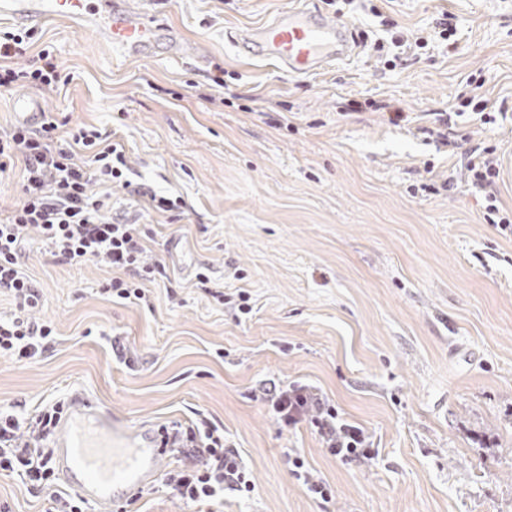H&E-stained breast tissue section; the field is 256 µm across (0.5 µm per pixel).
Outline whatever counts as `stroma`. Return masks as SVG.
<instances>
[{
	"mask_svg": "<svg viewBox=\"0 0 512 512\" xmlns=\"http://www.w3.org/2000/svg\"><path fill=\"white\" fill-rule=\"evenodd\" d=\"M294 5L336 12L327 0H129L202 43L204 67L129 60L63 20L36 26L35 48L51 46L73 76L36 92L43 110L109 132L133 182L186 207L142 214L172 279L149 284L150 308L102 296L111 268L55 264L30 234L25 268L58 344L0 359V406L27 414L81 390L132 423L206 417L256 483L248 499L225 493L224 512H320L289 475L288 448L332 487L329 512H512V238L484 223L477 189H420L460 159L425 128L478 74L499 115L462 117L460 131L497 146L499 200L512 207V0H355L343 12L361 46L307 76L238 44ZM445 12L458 42L390 65L381 18L413 39ZM389 105L407 121L390 124ZM201 264L225 292L247 291L252 313L217 304ZM113 332L132 364L113 356ZM294 380L373 434L378 457L344 465L309 429L279 431L257 388ZM47 508L46 494L0 475V512Z\"/></svg>",
	"mask_w": 512,
	"mask_h": 512,
	"instance_id": "stroma-1",
	"label": "stroma"
}]
</instances>
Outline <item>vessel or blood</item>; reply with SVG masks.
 Returning <instances> with one entry per match:
<instances>
[{"instance_id":"obj_1","label":"vessel or blood","mask_w":512,"mask_h":512,"mask_svg":"<svg viewBox=\"0 0 512 512\" xmlns=\"http://www.w3.org/2000/svg\"><path fill=\"white\" fill-rule=\"evenodd\" d=\"M0 19L78 21L130 60L160 53L206 59L178 28L132 12L127 0H0ZM241 45L292 75L325 70L351 58L356 49L350 24L303 8L289 9L247 31ZM52 446L59 478L98 512H111L151 487L163 459L173 452L160 430L128 424L106 405L78 392L66 404Z\"/></svg>"}]
</instances>
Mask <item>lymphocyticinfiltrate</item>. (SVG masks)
<instances>
[{
  "label": "lymphocytic infiltrate",
  "instance_id": "obj_1",
  "mask_svg": "<svg viewBox=\"0 0 512 512\" xmlns=\"http://www.w3.org/2000/svg\"><path fill=\"white\" fill-rule=\"evenodd\" d=\"M34 34L31 28L0 32V91L69 82V75L61 72L46 47L27 64L15 65V58L25 54ZM467 108L483 123L494 120L482 96H467L455 111L439 113L435 136L442 145L459 148L457 120ZM496 152L493 146L469 148L459 168L449 170L443 186L451 190L463 182L479 189L487 200L484 221L501 234L512 235V216L499 207ZM18 158L24 163L20 199L0 218V295H10L16 303L14 313L0 317V358L22 362L52 352L57 344L53 323L36 316L44 305L42 292L22 269L29 232L40 236L54 263L108 264L116 275L102 286V294L146 305L150 296L144 285L166 277L165 266L151 254V230L126 214L113 212L106 191L121 187L136 206L158 213L180 210L184 202L132 182L125 149L108 132L88 124L70 126L68 117L55 112L43 113L40 129L19 123L0 135V172H7ZM98 184L104 186V193L95 192ZM259 393L273 409L280 429L307 425L321 448L336 460L353 464L378 456L373 435L346 420L318 388L272 383L260 386ZM61 408L56 402L31 417L0 408V473L18 478L30 490H50L49 512H86L80 496L51 489L56 470L47 443L58 426ZM165 432L180 447L179 466L161 476L162 485L176 498L202 512H214L225 492L242 498L254 492L255 483L223 427L198 419L172 423ZM286 457L289 474L307 495L318 504H328L333 498L331 486L309 466L301 451L289 449Z\"/></svg>",
  "mask_w": 512,
  "mask_h": 512
}]
</instances>
